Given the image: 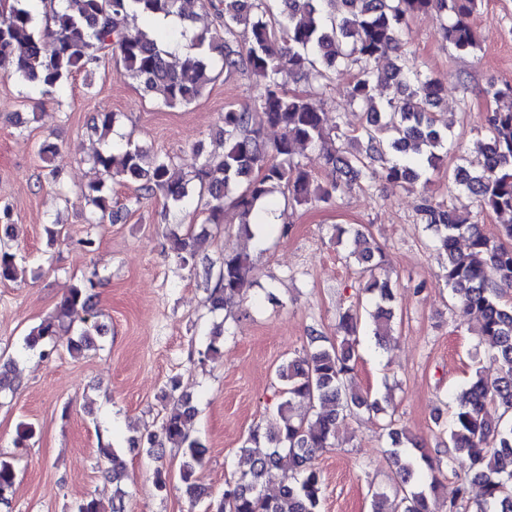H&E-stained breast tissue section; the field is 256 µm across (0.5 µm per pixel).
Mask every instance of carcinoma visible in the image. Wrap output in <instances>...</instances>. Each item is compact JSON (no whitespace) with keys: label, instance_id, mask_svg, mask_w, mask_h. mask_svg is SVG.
<instances>
[{"label":"carcinoma","instance_id":"obj_1","mask_svg":"<svg viewBox=\"0 0 512 512\" xmlns=\"http://www.w3.org/2000/svg\"><path fill=\"white\" fill-rule=\"evenodd\" d=\"M280 2L276 15L267 0H200L211 22L199 27V14L187 11L185 0H41L50 25L39 33L30 0H0V73L21 80L43 101L56 100L72 75L91 74L111 56L144 95L167 108L198 101L218 70L252 78L249 103L228 105L220 116L219 148L187 171L169 154L147 160L146 147L116 131L118 113L97 112L90 119L98 136L89 156L93 167L112 180L135 184L137 201L160 194L165 218L194 208L203 217L204 233L219 232L231 216L239 232L253 239L250 216L276 192L295 208L328 203L355 187L370 190L378 181L421 182L415 214L447 257L443 279L454 309L478 321V346L500 365L492 382L475 373L449 412L448 457L466 455L472 464L452 489L449 507L455 508L474 483L482 489L477 512H512V304L500 295L512 280V86L486 90L494 107L475 143L484 161L476 166L463 161L452 172L454 185L472 196L480 211L500 219L497 234L489 236L432 190L430 174L441 170L454 143L436 119L440 84L410 64L402 39L409 17L431 13L458 53H473L478 41L470 17L477 0ZM240 27L250 33L244 45L237 39ZM389 53L396 57L391 67L375 69L373 61ZM342 72L353 73L350 103L363 111L353 135L345 131L342 114L330 125L310 100L314 92H327ZM290 81L307 90H288ZM269 129L279 131L272 141ZM299 144L320 147L327 185L316 183L297 156ZM80 196L90 207L89 223L113 218L105 181L89 183ZM11 226L10 208L0 207V281H14L24 272L5 242ZM166 239L177 262L206 285L210 311H222L240 297L252 267L250 253L231 250L201 259V235L179 224L169 228ZM343 242L349 246L346 257L361 266L363 290L375 307L365 313L348 308L339 315L336 336L323 345L320 337H311V350L278 367L285 400L269 427L249 432L240 448L249 467L225 483L220 497L197 480L205 462L204 445L194 436L198 408L178 383L165 392L158 430L134 441L151 455L166 447L181 453L183 493L195 504L208 500L206 512H319L323 480L312 464L314 455L336 446L345 415L382 410L379 400L357 392L355 361L363 322H369L378 345L389 344L393 289L376 273L382 248L363 226L336 228V243ZM94 286L90 278L72 286L15 355L0 363V396L14 392L13 376L27 352L37 350L47 360L59 354L61 332L76 329L67 345L73 356L95 347L103 326L91 320ZM222 335L221 326L210 329L206 357L222 354ZM297 403L307 407L306 416L296 415ZM385 429L399 489L393 499L374 493L373 512H439V483L428 475L434 461L393 422ZM34 435L32 424L19 423L14 447H27ZM99 454L112 463L102 471L115 485L112 512H130L122 488L124 462L110 443L101 445ZM17 479L13 462L0 457V501L14 491Z\"/></svg>","mask_w":512,"mask_h":512}]
</instances>
